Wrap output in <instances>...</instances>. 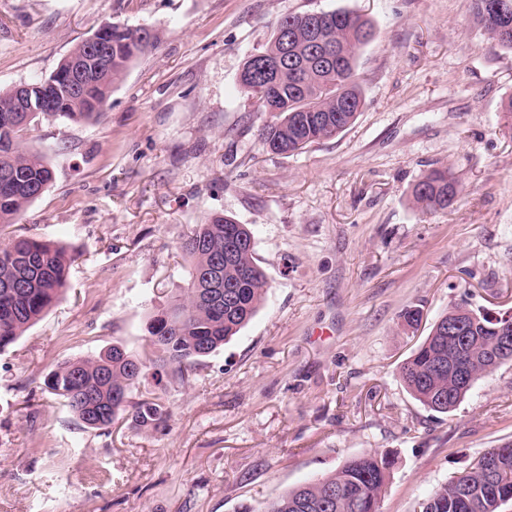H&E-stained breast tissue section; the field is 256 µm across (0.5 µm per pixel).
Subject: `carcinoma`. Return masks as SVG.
<instances>
[{
	"instance_id": "cac0c4a2",
	"label": "carcinoma",
	"mask_w": 512,
	"mask_h": 512,
	"mask_svg": "<svg viewBox=\"0 0 512 512\" xmlns=\"http://www.w3.org/2000/svg\"><path fill=\"white\" fill-rule=\"evenodd\" d=\"M473 12L488 38L512 51V0H472ZM321 45L313 52L309 38L312 13H288L276 25L292 40L294 60L279 71L265 64L282 51L277 34L247 56L239 84L258 112L272 120L260 136L273 153L294 154L331 138L352 125L364 104L357 79L359 50L372 37V25L346 10L317 12ZM157 36L146 27L112 26V71L88 81L72 99L58 79L65 62L46 79L33 83L55 105L54 115L88 122L104 109L112 86L132 62L155 47ZM16 94L0 92V228L15 223L52 181L45 158L24 145L27 113L17 112ZM462 188L446 166L424 172L412 187V200L423 213L452 208ZM189 260L184 296L154 315L148 326L153 357L142 359L120 345L96 354L65 360L45 379L85 429H107L124 418L143 430L167 421L157 397L134 398L150 369L178 374L211 355L235 336L265 302L269 283L256 258L254 234L246 224L215 216L198 224L181 242ZM74 258L55 242L18 236L0 247V352L40 320L58 301ZM459 305L448 308L430 334L402 365L400 379L409 394L431 411L448 414L467 393L497 368L512 363L500 356L494 323L482 312L469 321L474 337L466 348L448 337V323ZM394 465L386 453L355 456L333 473L287 491L260 512H379ZM512 501V445L492 448L463 472L434 489L420 512H503Z\"/></svg>"
}]
</instances>
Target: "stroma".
I'll return each instance as SVG.
<instances>
[{"mask_svg": "<svg viewBox=\"0 0 512 512\" xmlns=\"http://www.w3.org/2000/svg\"><path fill=\"white\" fill-rule=\"evenodd\" d=\"M346 9L373 38L365 106L335 137L270 152L238 77L289 12ZM156 48L97 119L43 116L26 134L54 176L0 239L63 244L58 303L0 352V512H256L356 455L394 461L380 512H419L435 487L512 443V364L448 414L414 400L402 364L453 304L512 309V51L471 0H0V91L48 77L104 24ZM462 184L424 214L428 168ZM249 225L270 290L186 379L147 373L169 418L83 428L49 393L63 360L122 343L148 357L151 317L182 295L181 240L213 216ZM417 307L416 328L402 324ZM462 188L458 178L447 166L424 172L412 187V200L423 213L445 212L452 208Z\"/></svg>", "mask_w": 512, "mask_h": 512, "instance_id": "stroma-1", "label": "stroma"}]
</instances>
